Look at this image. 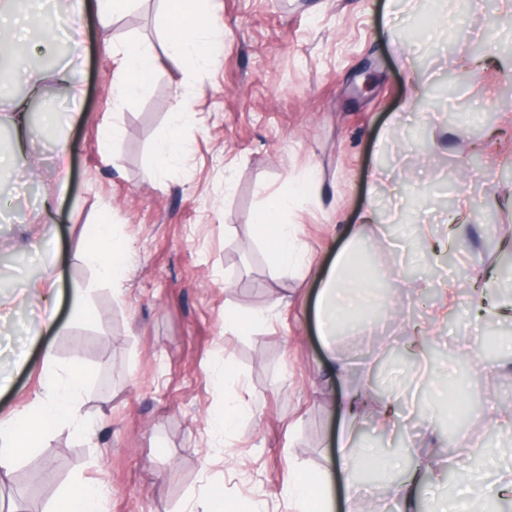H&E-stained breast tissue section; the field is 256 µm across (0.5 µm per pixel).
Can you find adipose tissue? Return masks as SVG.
Wrapping results in <instances>:
<instances>
[{
	"instance_id": "obj_1",
	"label": "adipose tissue",
	"mask_w": 512,
	"mask_h": 512,
	"mask_svg": "<svg viewBox=\"0 0 512 512\" xmlns=\"http://www.w3.org/2000/svg\"><path fill=\"white\" fill-rule=\"evenodd\" d=\"M57 0H0V82L13 78L18 68L17 50L31 37L46 40L58 12ZM65 14L70 28L67 50L72 60H79L83 46L80 38L86 13H93L102 30H109L125 15L138 8L140 0H68ZM164 41L167 52L190 65L210 62L223 42V33L212 23L211 0H164ZM106 52L119 56L120 64L112 77L116 102L123 103L141 96L155 72L152 51L140 41L127 39L119 43L104 39ZM194 118L184 102H177L170 115L167 133L156 149L159 172L179 165L184 159ZM288 195L273 197L269 205L255 216V222L270 239L277 266L282 271L298 269L302 248L292 225L282 220L289 209ZM90 245L85 259L105 280L113 279L125 269L126 248L110 224L99 221L86 225ZM372 279L367 273L366 258L355 244H347L337 253L316 297V330L323 342L341 330L353 309L365 308L369 302ZM88 384V375L80 360H72L62 372L51 371L44 391L36 395L24 414L0 417V473H9L18 459L37 447L44 432L56 425L75 431L85 429L78 401ZM473 476L465 489L452 496V512H475L482 503L499 504L512 492V465L497 458L482 456L472 468ZM288 499L296 512H332V472L314 474L292 469L286 479Z\"/></svg>"
}]
</instances>
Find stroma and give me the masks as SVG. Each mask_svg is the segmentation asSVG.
Returning a JSON list of instances; mask_svg holds the SVG:
<instances>
[{
  "mask_svg": "<svg viewBox=\"0 0 512 512\" xmlns=\"http://www.w3.org/2000/svg\"><path fill=\"white\" fill-rule=\"evenodd\" d=\"M497 0H219L224 47L210 64L192 68L164 48L160 0H146L112 35L146 39L156 71L145 94L117 106L114 58L87 18L79 69L84 96L73 107L51 73L65 65V36L52 54L36 57L46 84L17 79L0 100L25 98L34 112L63 116L46 129L31 126L25 157L38 170L14 168L0 179V285L52 273L60 291L58 324L41 327L39 307L26 300L0 333V370L11 383L0 393V416L25 411L48 372L81 359L89 383L80 401L88 429L51 427L39 448L0 475V504L11 512H50L61 490L81 480L106 493V512H202L211 488L242 512H292L289 467L317 472L337 453L336 401L365 386L383 353L402 364L385 370L391 389L414 394L400 405L397 432L360 430L356 447L399 465L367 480L366 462L337 478L334 512H344L347 480L367 483L361 505L398 512L394 492L419 449L448 455L491 451L512 463V436L477 433L467 444L431 420L446 389H464L512 413V350L497 348L474 374L473 352L487 327L512 336V319L471 318L469 286L487 293L508 279L512 240V110L486 124L480 154L463 157L461 126L452 112L473 114L502 103L512 84L511 32L494 30ZM415 82L416 110L408 100ZM190 99L198 120L186 160L159 175L154 147L166 131L175 95ZM80 117H73V110ZM123 134L107 144L111 125ZM66 138L69 186L54 195L55 138ZM311 180L314 195L297 197L285 216L304 248L298 272L277 268L257 236L255 212L273 195ZM380 214L358 228L365 199ZM107 219L125 243L122 276L101 280L83 259L85 226ZM431 225L442 247L432 271L400 275L418 259L412 227ZM370 258L380 325L353 322L324 345L315 332L314 303L337 253L351 234ZM454 277L458 290L444 323H432L441 351L425 352L414 326L429 322L436 284ZM428 292H420V283ZM87 291L90 317H73L74 287ZM253 319L249 334L237 320ZM428 369L413 384L416 360ZM343 365L329 379L330 364ZM238 396L250 417L226 436L213 435L224 399Z\"/></svg>",
  "mask_w": 512,
  "mask_h": 512,
  "instance_id": "obj_1",
  "label": "stroma"
}]
</instances>
